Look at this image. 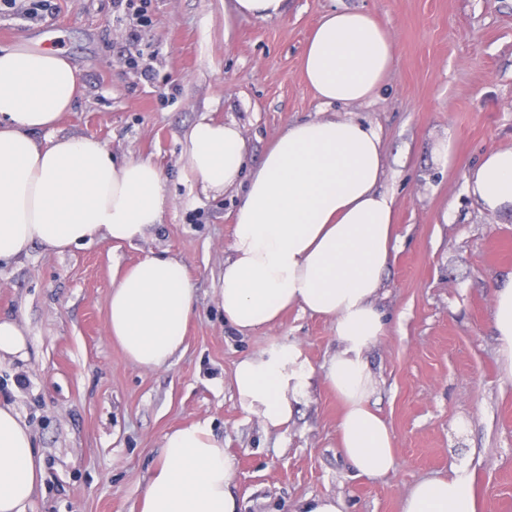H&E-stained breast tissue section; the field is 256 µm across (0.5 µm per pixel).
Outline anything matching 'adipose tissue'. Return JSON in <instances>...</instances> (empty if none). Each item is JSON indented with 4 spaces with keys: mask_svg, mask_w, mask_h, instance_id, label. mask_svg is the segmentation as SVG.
I'll return each instance as SVG.
<instances>
[{
    "mask_svg": "<svg viewBox=\"0 0 512 512\" xmlns=\"http://www.w3.org/2000/svg\"><path fill=\"white\" fill-rule=\"evenodd\" d=\"M392 37L358 10H332L305 47L303 76L321 103L351 106L373 97L392 70ZM82 87L57 52L0 47V263L33 244L61 252L94 240L131 243L162 221L172 201L159 168L117 159L90 137L58 134ZM238 125L202 119L187 132L182 157L204 190L242 187L231 256L219 291L224 319L245 333L276 324L288 308L329 320L336 350L323 382L342 406L340 445L358 472L383 477L396 467L393 438L370 398L371 346L385 333L376 301L395 248L394 201L380 192L382 137L348 118L300 122L279 133L255 169ZM468 188L484 208L512 210V149L486 154ZM492 325L503 371L512 376V275L492 285ZM195 309L184 265L149 255L112 275L107 328L127 359L146 369L182 350ZM312 367L301 347L275 344L241 358L232 387L265 430L287 427ZM42 464L28 424L0 405V512H27ZM234 465L204 423L163 437L160 461L139 512H237ZM400 512H477L465 466L414 483Z\"/></svg>",
    "mask_w": 512,
    "mask_h": 512,
    "instance_id": "ef3b65f1",
    "label": "adipose tissue"
}]
</instances>
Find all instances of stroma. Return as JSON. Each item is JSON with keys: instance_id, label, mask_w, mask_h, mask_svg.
<instances>
[{"instance_id": "1", "label": "stroma", "mask_w": 512, "mask_h": 512, "mask_svg": "<svg viewBox=\"0 0 512 512\" xmlns=\"http://www.w3.org/2000/svg\"><path fill=\"white\" fill-rule=\"evenodd\" d=\"M54 2L42 20L0 12V46L37 51L53 38L83 82L62 130L152 160L174 203L134 245L36 244L0 265V316L19 318L29 344L26 361L0 367V404L27 421L42 461L30 512H138L164 435L198 422L234 460L239 512H302L323 495L341 497L343 512H399L414 482L460 464L476 473L480 512H512V378L491 325V283L512 274V214L467 188L470 167L512 148V0H288L272 20L237 14L233 0H152L149 81L124 62L112 0ZM335 8L369 12L396 45L395 67L362 104L324 105L303 79L306 41ZM204 117L240 126L252 168L297 122L379 129L399 240L378 300L385 333L368 358L370 402L393 435L389 475L358 474L338 446L340 406L322 381L330 322L291 309L246 335L225 323L218 290L242 191L206 193L187 178L181 142ZM151 254L179 259L195 295L184 351L153 370L106 329L113 270ZM293 341L314 374L287 429L268 432L238 404L233 371Z\"/></svg>"}]
</instances>
